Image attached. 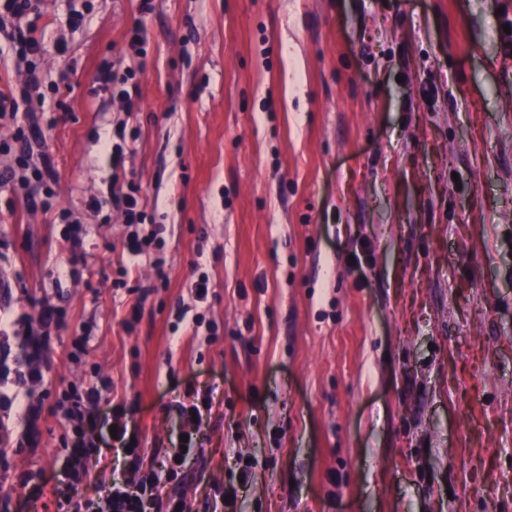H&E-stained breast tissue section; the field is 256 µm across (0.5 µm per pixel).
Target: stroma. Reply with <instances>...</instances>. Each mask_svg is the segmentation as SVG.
<instances>
[{
	"label": "stroma",
	"instance_id": "stroma-1",
	"mask_svg": "<svg viewBox=\"0 0 512 512\" xmlns=\"http://www.w3.org/2000/svg\"><path fill=\"white\" fill-rule=\"evenodd\" d=\"M141 3L44 0L52 210L0 182V310L45 298L69 320L51 333V398L111 381L100 418L153 459L179 443L174 396L213 389L192 512L245 459L236 512H512V0ZM137 21L141 59L125 50ZM109 65L137 71L126 166L167 243V287L131 268L150 290L134 320L113 285L122 218L88 206L124 116ZM63 210L85 262L68 261ZM187 307L205 324L174 335ZM40 429L31 454L20 410L0 423L11 472L42 488L0 485L10 512L32 497L61 512L63 430L49 415Z\"/></svg>",
	"mask_w": 512,
	"mask_h": 512
}]
</instances>
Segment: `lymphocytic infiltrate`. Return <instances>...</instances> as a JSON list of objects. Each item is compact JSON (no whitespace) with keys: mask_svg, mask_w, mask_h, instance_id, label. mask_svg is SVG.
<instances>
[{"mask_svg":"<svg viewBox=\"0 0 512 512\" xmlns=\"http://www.w3.org/2000/svg\"><path fill=\"white\" fill-rule=\"evenodd\" d=\"M40 0H0V35L9 49L26 61V78L19 94L0 92V121L10 123L14 131L9 139L0 140V154L13 158L12 164L0 178L13 183L32 204L50 207L51 186L57 179L52 153L47 145L33 147L30 139L37 129L35 106L44 105L45 94L40 93V76L37 59L42 54V43L35 37L36 21L40 17ZM104 83L112 87V95L125 105V119L117 123L112 139L106 142L107 155L114 174L108 201H94V208L110 204L119 212L127 227L126 250L130 263L143 259L152 260L156 268H164L162 225L148 212V200L134 177L124 176L129 144L126 138L128 122L134 119V101L128 83L135 76L134 70L117 74L111 70L101 73ZM38 313H24L19 322L24 327L22 355L15 369L0 366V409L19 407L30 431H37L44 414V398L36 388L46 382L44 366L50 342L47 328L67 327L65 311L49 301L38 304ZM108 381L94 377L82 387L65 392L58 407L65 424L71 425L75 435L74 448L64 468L56 476L55 491L66 512H189L180 491L186 477L187 454L182 449L164 451L154 463H147L145 450L131 440L127 422L120 419L99 420L97 408L108 397ZM100 428L101 432L115 431L112 447L122 454V470L112 480V490L96 505L81 496L79 487L88 476L86 460L90 449L85 446V431Z\"/></svg>","mask_w":512,"mask_h":512,"instance_id":"1","label":"lymphocytic infiltrate"}]
</instances>
